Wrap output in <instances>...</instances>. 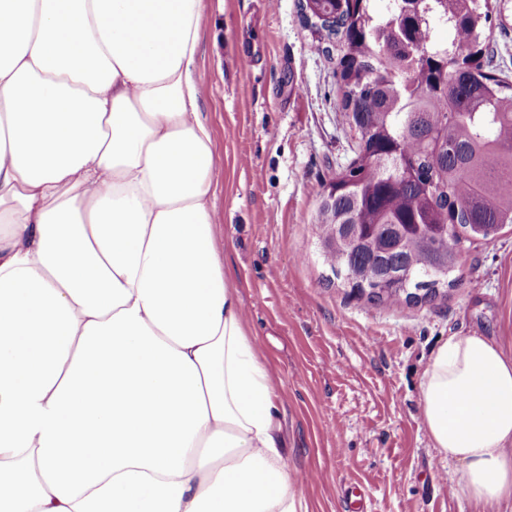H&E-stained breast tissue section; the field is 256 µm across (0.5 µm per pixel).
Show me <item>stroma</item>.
<instances>
[{"mask_svg": "<svg viewBox=\"0 0 512 512\" xmlns=\"http://www.w3.org/2000/svg\"><path fill=\"white\" fill-rule=\"evenodd\" d=\"M199 110L219 156L215 222L277 392L308 512H474L422 422L421 380L451 335L512 351V226L464 244L436 297L374 304L324 263L320 195L352 158L335 64L298 0H204ZM251 50L242 64L239 45Z\"/></svg>", "mask_w": 512, "mask_h": 512, "instance_id": "stroma-1", "label": "stroma"}]
</instances>
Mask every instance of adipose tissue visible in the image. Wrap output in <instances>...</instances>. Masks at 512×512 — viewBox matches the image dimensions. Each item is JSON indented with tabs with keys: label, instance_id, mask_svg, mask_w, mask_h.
Segmentation results:
<instances>
[{
	"label": "adipose tissue",
	"instance_id": "adipose-tissue-1",
	"mask_svg": "<svg viewBox=\"0 0 512 512\" xmlns=\"http://www.w3.org/2000/svg\"><path fill=\"white\" fill-rule=\"evenodd\" d=\"M203 0H0V512H302L218 250ZM423 424L512 512V352L448 338Z\"/></svg>",
	"mask_w": 512,
	"mask_h": 512
}]
</instances>
